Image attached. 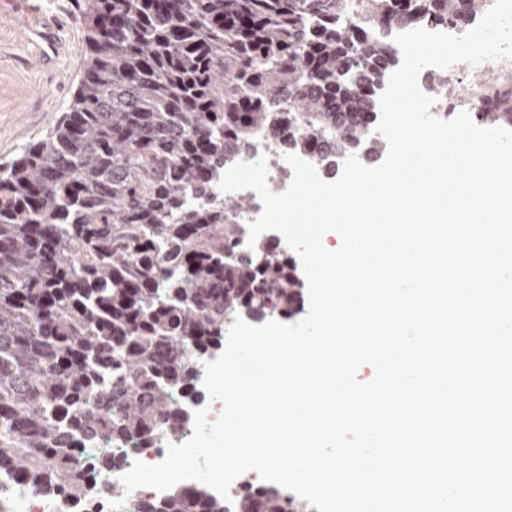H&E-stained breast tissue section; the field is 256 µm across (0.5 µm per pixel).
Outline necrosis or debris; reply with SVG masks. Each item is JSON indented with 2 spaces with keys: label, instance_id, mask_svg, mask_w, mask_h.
Wrapping results in <instances>:
<instances>
[{
  "label": "necrosis or debris",
  "instance_id": "necrosis-or-debris-1",
  "mask_svg": "<svg viewBox=\"0 0 512 512\" xmlns=\"http://www.w3.org/2000/svg\"><path fill=\"white\" fill-rule=\"evenodd\" d=\"M447 73L454 78V93L447 96L441 93L435 80L439 73ZM494 72L512 77V59L486 61L469 67L464 79H457L456 68L439 70L436 67L423 68L418 76L420 89L435 97L431 107L432 115L443 120L454 118L460 112H468L472 120H479L481 113L494 111L496 101L487 96L482 89V81L487 73ZM284 151L279 144L277 133L266 132L254 137L241 147L234 159L238 162H254L266 159L268 166V185L273 192H284L291 184L293 171L283 159ZM172 402L175 413H194L204 408L209 420H216L223 404L211 399L204 388L202 378H195L191 385L174 389ZM193 434L192 428H175L166 437L142 444L129 441H117L103 435L89 441L84 450L85 457L101 458V465L93 470V486L90 493L65 496L59 499H46L26 482L13 476L0 474V500H6L8 512H110L109 503L123 500L122 512H145L148 505L158 504L189 491L204 490L207 497H214L213 489H202L200 482L185 480L171 489L160 491L152 487H141L134 491H125L121 477L133 465L141 461L150 465L160 463L166 456L168 444H180ZM113 457V464H106V457Z\"/></svg>",
  "mask_w": 512,
  "mask_h": 512
}]
</instances>
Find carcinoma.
Masks as SVG:
<instances>
[{"instance_id": "obj_1", "label": "carcinoma", "mask_w": 512, "mask_h": 512, "mask_svg": "<svg viewBox=\"0 0 512 512\" xmlns=\"http://www.w3.org/2000/svg\"><path fill=\"white\" fill-rule=\"evenodd\" d=\"M86 55L68 110L0 163V472L59 498L91 489L81 437L159 436L224 320L292 316L297 267L191 205L258 133L330 174L381 152L393 66L378 32L460 26L489 0H73ZM112 391L110 407L103 396ZM196 493L150 512H197ZM236 512H304L285 491Z\"/></svg>"}]
</instances>
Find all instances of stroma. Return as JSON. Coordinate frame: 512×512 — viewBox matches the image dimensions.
Returning a JSON list of instances; mask_svg holds the SVG:
<instances>
[{
  "instance_id": "35a3bbf8",
  "label": "stroma",
  "mask_w": 512,
  "mask_h": 512,
  "mask_svg": "<svg viewBox=\"0 0 512 512\" xmlns=\"http://www.w3.org/2000/svg\"><path fill=\"white\" fill-rule=\"evenodd\" d=\"M56 26L59 53L40 62L28 32ZM85 49L72 0H0V161L18 156L66 111Z\"/></svg>"
}]
</instances>
